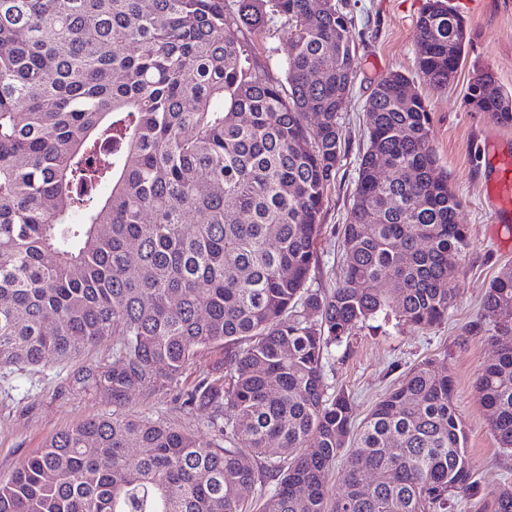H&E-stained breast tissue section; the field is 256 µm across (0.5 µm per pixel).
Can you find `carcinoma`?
<instances>
[{"instance_id": "carcinoma-1", "label": "carcinoma", "mask_w": 512, "mask_h": 512, "mask_svg": "<svg viewBox=\"0 0 512 512\" xmlns=\"http://www.w3.org/2000/svg\"><path fill=\"white\" fill-rule=\"evenodd\" d=\"M311 4L0 0V367L111 336L112 369L88 379L122 405L224 346V375L189 396L224 419V444L114 411L0 477V512H448L476 495L447 372L418 364L357 430L349 396L327 382L330 349L367 320L448 318V257L469 231L426 101L394 73L368 99L343 280L328 293L309 284L356 74L350 18L336 0L312 18ZM277 25L290 41L283 83L248 49ZM463 35L446 0H428L426 85L454 83ZM467 90L512 125V92L493 73ZM482 309L467 331L495 322V357L476 393L511 449V265ZM480 512H512V485Z\"/></svg>"}]
</instances>
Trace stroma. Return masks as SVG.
I'll use <instances>...</instances> for the list:
<instances>
[{
	"label": "stroma",
	"mask_w": 512,
	"mask_h": 512,
	"mask_svg": "<svg viewBox=\"0 0 512 512\" xmlns=\"http://www.w3.org/2000/svg\"><path fill=\"white\" fill-rule=\"evenodd\" d=\"M351 20L356 46L352 98L341 125L345 143L336 177L324 199V234L311 271V284L331 288L342 274L341 232L353 201L360 158L366 148L365 104L375 84L394 72L412 76L418 52L417 20L426 0H338ZM465 40L463 63L453 85L433 90L414 80L430 112L431 143L448 183L462 202L460 223L469 227V247L453 261L454 298L447 320L415 330L395 317H376L360 325L354 336L332 351L327 381L345 390L357 418H364L403 378L425 360L435 361L454 381V403L466 432L465 448L472 463L478 494L459 498L455 512H473L492 502L512 482V452L503 451L492 434L489 413L479 402L475 382L494 356L487 333L469 334L479 318L492 280L512 265V242L497 231L483 193L485 151L490 139L512 151V126H503L473 108L466 89L478 72L489 70L512 91V0H474L462 9ZM111 339L47 365L0 369V476H9L26 458L41 451L57 433L84 420L119 409L150 416L194 435L215 441L212 412L185 401L200 381L224 374V348L202 349L178 385L141 388L121 406L112 396L87 382L86 374L110 370Z\"/></svg>",
	"instance_id": "stroma-1"
}]
</instances>
